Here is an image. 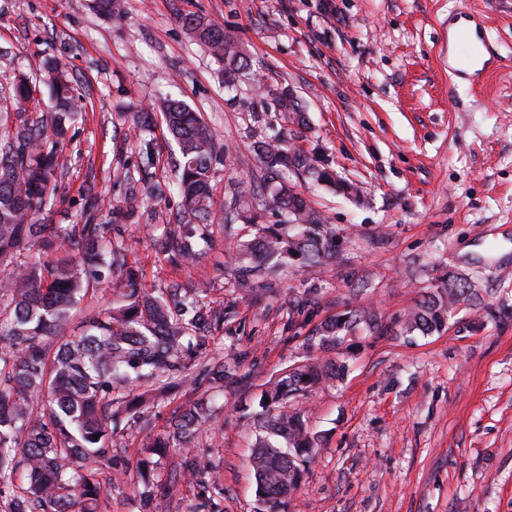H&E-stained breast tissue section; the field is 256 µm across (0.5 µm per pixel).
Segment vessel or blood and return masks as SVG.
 I'll use <instances>...</instances> for the list:
<instances>
[{
    "label": "vessel or blood",
    "mask_w": 512,
    "mask_h": 512,
    "mask_svg": "<svg viewBox=\"0 0 512 512\" xmlns=\"http://www.w3.org/2000/svg\"><path fill=\"white\" fill-rule=\"evenodd\" d=\"M456 33L458 53L452 54L448 63L451 77L479 84L497 67L496 59L489 53L484 36L482 19L462 11L449 20Z\"/></svg>",
    "instance_id": "vessel-or-blood-1"
}]
</instances>
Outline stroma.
Here are the masks:
<instances>
[{
    "label": "stroma",
    "instance_id": "35a3bbf8",
    "mask_svg": "<svg viewBox=\"0 0 512 512\" xmlns=\"http://www.w3.org/2000/svg\"><path fill=\"white\" fill-rule=\"evenodd\" d=\"M120 3L108 16L95 0H0V85L29 77V116L48 125L56 68L83 104L42 223L80 224L98 205L99 223L123 227L124 258L149 285L193 283L224 313L192 364L195 389L157 396L113 437L114 467L99 475L111 490L104 512H268L242 408L306 362L315 328L358 308L380 313L388 331L361 330L325 352L347 360L344 378L294 398L323 442L275 512H512V0ZM462 9L483 17L501 59L483 85L448 79V18ZM192 14L232 33L247 57L234 84L191 37ZM288 88L303 123L277 103ZM164 98L200 112L231 149L216 166L204 255L190 265L159 259L143 230L175 223L180 210L177 143L162 123L133 121ZM275 132L357 192L297 180L336 232V260L314 274L292 261L257 299L225 272L255 230L225 224L224 212L234 187L259 174L254 141ZM448 272L471 282L476 299L442 332L398 335ZM354 276L372 288L353 291ZM302 295L308 303L295 306ZM233 354L245 380L213 388L203 367ZM202 396L214 415L190 449L144 458L141 426L165 432ZM201 456L209 468L187 476Z\"/></svg>",
    "mask_w": 512,
    "mask_h": 512
}]
</instances>
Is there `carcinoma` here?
I'll return each instance as SVG.
<instances>
[{
	"label": "carcinoma",
	"instance_id": "obj_1",
	"mask_svg": "<svg viewBox=\"0 0 512 512\" xmlns=\"http://www.w3.org/2000/svg\"><path fill=\"white\" fill-rule=\"evenodd\" d=\"M185 22L194 39L224 65L227 80L248 67L223 28L200 15ZM51 89L56 112L48 128L26 114L25 104L36 93L26 76H16L9 90L0 89V495L7 494L5 512H101L104 490L98 475L112 467V436L147 395L186 383L191 360L222 315L205 304L201 288L179 282L163 293L146 288L143 273L125 262L122 247L104 240L94 214L62 229L39 221L37 214L54 194L57 170L65 164L66 120L81 111L63 77L56 76ZM159 110L138 112L135 122L150 127L159 117L177 142L181 162L175 185L182 214L177 227L165 226L154 236L155 246L171 263H193L192 238L210 217L212 173L228 149L183 102L166 98ZM253 152L261 176L239 184L229 211L257 231L239 244L230 269L239 288L258 294L275 287L277 275L297 257L308 267L336 260L335 233L293 189L290 177L307 171L313 182L336 183L278 133L254 142ZM259 196L263 209L284 214L285 223H258L251 207ZM23 249L64 255L15 262ZM441 283L409 315L406 332L429 335L442 329L458 305L476 296L468 280L453 273ZM105 285L112 287V307L81 308ZM79 311L85 312L82 333L56 340ZM361 327L371 334L385 330L374 311L357 309L317 328L309 347L333 350ZM240 367L233 355L212 363L206 376L215 388L238 386L244 380ZM346 369L343 361L318 359L266 384L261 411L254 416L259 439L251 457L262 502L280 504L321 447L301 413L288 409L289 398L341 378ZM211 414L209 399L200 398L169 432L142 427L143 452L161 456L171 447H189Z\"/></svg>",
	"mask_w": 512,
	"mask_h": 512
}]
</instances>
